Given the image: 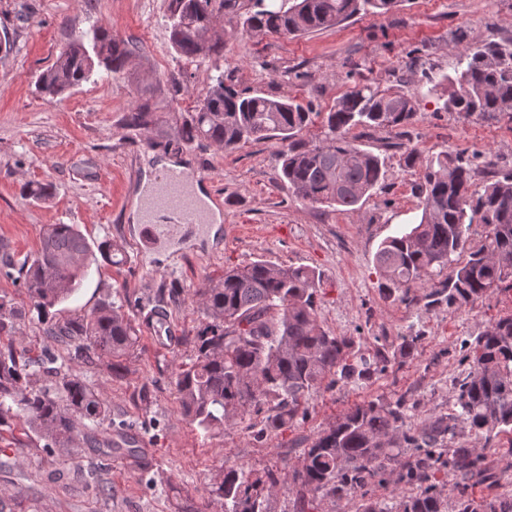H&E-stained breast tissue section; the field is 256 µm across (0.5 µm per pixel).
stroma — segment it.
<instances>
[{
    "label": "stroma",
    "mask_w": 512,
    "mask_h": 512,
    "mask_svg": "<svg viewBox=\"0 0 512 512\" xmlns=\"http://www.w3.org/2000/svg\"><path fill=\"white\" fill-rule=\"evenodd\" d=\"M168 0H0V242L17 257L34 253L50 224L78 225L91 241L111 240L117 263L89 265L67 311L88 313L104 298H125L124 311L140 336L122 375L106 361L75 362L116 421L156 422L146 441L156 486H147L126 461L99 460L89 445L75 454L45 453L29 434L24 416L0 427V499L12 512H181L206 498L225 467H271L288 472L316 434L355 403L404 399L406 423L415 428L448 413L470 370L462 348L500 317L512 314V290L495 291L462 307L430 308L384 299L374 254L380 242L412 221L420 203L413 185L421 167L402 155L415 148L428 157L444 150L480 154L499 169H512V121L462 118L444 111L434 96L419 98L418 119L405 132L354 129L357 144L385 158L387 180L354 210H334L296 197L281 179L277 139L251 142L227 152L206 142L178 148V129L189 121L211 83L264 96L293 98L312 111H330L355 85L396 87L397 76L413 91L431 66L434 80L453 73L465 45L512 37V0H400L388 14H359L304 36H258L233 15H221L211 34L224 42L223 56L188 61L173 49ZM109 27L131 54L120 72L97 69L87 83L62 96L40 95L36 79L60 51L93 24ZM147 107L148 125L128 126V112ZM175 166L189 168L208 199H220L222 222L156 262L141 261L137 194L147 177ZM47 184L49 196L28 188ZM265 258L281 265L310 266L324 282L317 296L323 327L357 336L362 350L419 336L415 358L391 363L371 381L321 384L304 406L307 415L280 434L256 439L259 414L247 412L223 430L204 434L183 415L174 373L194 355L185 339L206 321L195 295L225 267ZM163 302L176 341H160L139 308ZM153 394L141 405L142 388ZM101 469L105 495L82 481L51 484L49 472Z\"/></svg>",
    "instance_id": "stroma-1"
}]
</instances>
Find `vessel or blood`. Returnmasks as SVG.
I'll use <instances>...</instances> for the list:
<instances>
[{"label":"vessel or blood","instance_id":"vessel-or-blood-1","mask_svg":"<svg viewBox=\"0 0 512 512\" xmlns=\"http://www.w3.org/2000/svg\"><path fill=\"white\" fill-rule=\"evenodd\" d=\"M156 202L168 211L166 219L148 224L143 229V243L149 252L184 240L187 233L202 228V211L186 194L181 174L174 169L163 173L157 184Z\"/></svg>","mask_w":512,"mask_h":512}]
</instances>
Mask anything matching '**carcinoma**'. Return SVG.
Segmentation results:
<instances>
[{
	"label": "carcinoma",
	"mask_w": 512,
	"mask_h": 512,
	"mask_svg": "<svg viewBox=\"0 0 512 512\" xmlns=\"http://www.w3.org/2000/svg\"><path fill=\"white\" fill-rule=\"evenodd\" d=\"M400 0H169L171 43L183 57L224 54V42L210 36L215 15L232 13L258 35L300 36L360 14L384 15ZM129 49L112 31L94 25L39 75L38 91L53 98L89 81L96 66L119 72ZM426 94L444 87L443 109L464 117L512 120V38L472 44L460 53L453 74L428 80ZM421 92L354 87L322 119V138L308 145L300 135L316 113L294 99H273L238 91L213 77L191 120L178 131V144L202 140L233 151L249 142L275 138L282 149L281 179L302 200L327 207L356 208L382 189L381 157L348 137L357 127L403 129L416 121ZM419 213L386 237L374 255L378 288L387 298L419 302L411 289L425 283L448 291V304L473 303L506 286L512 290V170L492 159L475 162L462 153L442 151L425 161L416 185ZM482 227V233L476 227ZM112 243L91 247L75 224H50L38 250L21 261L0 253V273L17 271L30 308L0 295V335L18 336L37 320L45 336L74 350L87 364L108 357L113 375L124 370L138 336L123 306L101 301L93 313H63L58 305L80 286L95 254L112 261ZM448 277L440 279L445 270ZM323 274L311 267L281 266L259 258L224 270V276L196 290L206 322L184 341L196 357L179 366L175 385L183 415L200 430L224 428L235 415L264 414L257 438L278 434L306 415L303 403L325 380H370L386 371L389 357L377 347L356 350L353 336H338L318 320L315 297ZM396 356L414 359L419 336L399 337ZM471 370L459 386L453 408L421 427L406 424L401 400L364 401L349 408L304 449L290 472L297 487L298 512L319 499L342 501L391 478L416 489L392 505L362 498L361 512H444L437 474H458L455 512H512L511 494L476 499L475 484L493 486L482 448L456 446L458 426L490 442L512 432V316L487 326L468 346ZM60 354L49 348L38 358L26 348H0V426L17 413L53 454L71 450L80 427L94 425L86 442L110 457L124 449L133 467L149 469L144 454L126 437L128 426L100 429L112 410L81 375L57 367ZM280 482L278 472L230 466L216 483L224 512H267Z\"/></svg>",
	"instance_id": "1"
}]
</instances>
